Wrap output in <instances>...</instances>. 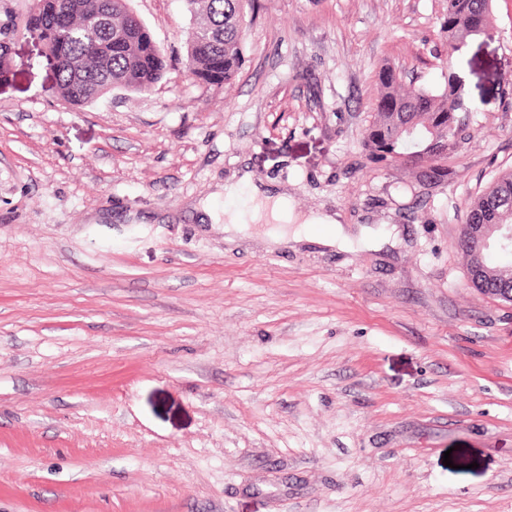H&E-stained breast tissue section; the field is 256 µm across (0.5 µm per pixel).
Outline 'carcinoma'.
Here are the masks:
<instances>
[{"label": "carcinoma", "mask_w": 512, "mask_h": 512, "mask_svg": "<svg viewBox=\"0 0 512 512\" xmlns=\"http://www.w3.org/2000/svg\"><path fill=\"white\" fill-rule=\"evenodd\" d=\"M195 23L186 61L194 77L213 85L233 81L244 62L246 18L255 0H182ZM492 0H448L441 27L448 56L460 41L492 30ZM24 34L39 40L53 61V75L69 104L82 107L124 89L149 91L165 75L167 61L152 45L149 27L133 17L129 0H37ZM374 112L362 140L372 163L408 166L422 185L448 181V156L470 138L462 122L472 112L461 76L453 68L436 87H406L400 72L383 64L376 73ZM512 221V170L501 173L467 208L457 247L467 264L476 260L471 243L475 224ZM491 268L512 263V247L492 244L482 252Z\"/></svg>", "instance_id": "obj_1"}]
</instances>
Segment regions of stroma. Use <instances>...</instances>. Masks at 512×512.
<instances>
[{
  "instance_id": "obj_1",
  "label": "stroma",
  "mask_w": 512,
  "mask_h": 512,
  "mask_svg": "<svg viewBox=\"0 0 512 512\" xmlns=\"http://www.w3.org/2000/svg\"><path fill=\"white\" fill-rule=\"evenodd\" d=\"M35 4L0 0V512H512V304L455 248L512 169V0L451 58L447 0H257L222 86L185 71L182 0H131L167 73L82 108ZM449 60L454 177L368 162L376 70ZM245 170L350 241L210 229L249 218L217 194Z\"/></svg>"
}]
</instances>
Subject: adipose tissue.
<instances>
[{"instance_id":"adipose-tissue-1","label":"adipose tissue","mask_w":512,"mask_h":512,"mask_svg":"<svg viewBox=\"0 0 512 512\" xmlns=\"http://www.w3.org/2000/svg\"><path fill=\"white\" fill-rule=\"evenodd\" d=\"M249 186L254 202L256 220L268 223L267 234L272 242L282 241L288 234L289 224H296L297 237L308 236L315 226H323L324 231L318 235L317 241L326 246H340L346 241L341 228L336 227L331 216L322 213L297 215L289 208L284 193L271 182H253L249 172H242L239 177L227 180L224 184L225 197H234L241 186Z\"/></svg>"}]
</instances>
